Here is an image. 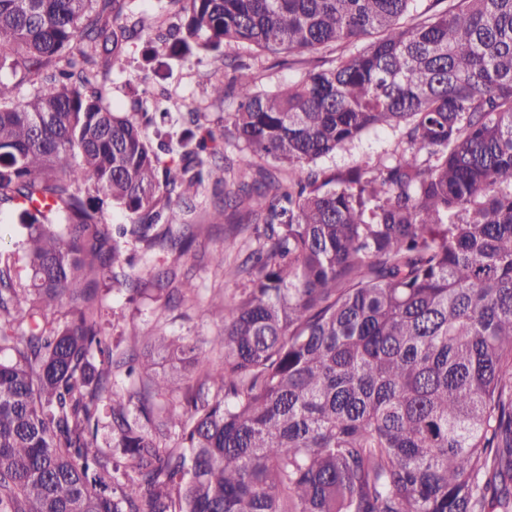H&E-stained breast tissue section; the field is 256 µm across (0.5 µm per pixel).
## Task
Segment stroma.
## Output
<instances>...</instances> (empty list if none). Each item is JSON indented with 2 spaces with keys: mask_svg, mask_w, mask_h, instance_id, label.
<instances>
[{
  "mask_svg": "<svg viewBox=\"0 0 512 512\" xmlns=\"http://www.w3.org/2000/svg\"><path fill=\"white\" fill-rule=\"evenodd\" d=\"M230 60L249 65L261 91H276L301 79L311 68L331 67L335 52L272 54L248 45L225 47ZM232 69L211 58L194 56L179 58L159 53L147 59L144 48H136L128 56L124 71L112 75L109 100L113 107L127 109L133 95L166 89L171 109L191 103L199 109V122L215 133H223L230 112L235 111L234 91H227L224 100H214L210 85L229 81ZM397 134L391 129H377L365 134L349 150H340L322 158L321 164L345 170L365 162H374L391 155ZM222 184L207 180L197 197V210L192 215L189 252L179 256L161 249L145 250L142 244L129 243L140 275L141 296L130 298L128 292H109L105 298L103 324L118 351H126L132 335H181L201 342L217 336L224 326L218 307L220 300L238 296L246 281L235 275L239 255L255 244L252 226L237 227L213 223L210 213L215 193ZM223 254V265L214 257ZM191 278L194 288L168 301L167 296L184 278Z\"/></svg>",
  "mask_w": 512,
  "mask_h": 512,
  "instance_id": "1",
  "label": "stroma"
}]
</instances>
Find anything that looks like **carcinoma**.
Instances as JSON below:
<instances>
[{"label": "carcinoma", "mask_w": 512, "mask_h": 512, "mask_svg": "<svg viewBox=\"0 0 512 512\" xmlns=\"http://www.w3.org/2000/svg\"><path fill=\"white\" fill-rule=\"evenodd\" d=\"M146 30L180 57L368 40L277 92L237 78L256 176L225 165L213 218L245 203L264 230L220 368L159 424L113 389L98 293L136 291L131 241L186 252L216 151L195 107L176 129L160 96L112 109ZM4 69L0 209L26 234L0 247V512H512V0H0ZM378 128L390 160L318 164Z\"/></svg>", "instance_id": "obj_1"}]
</instances>
